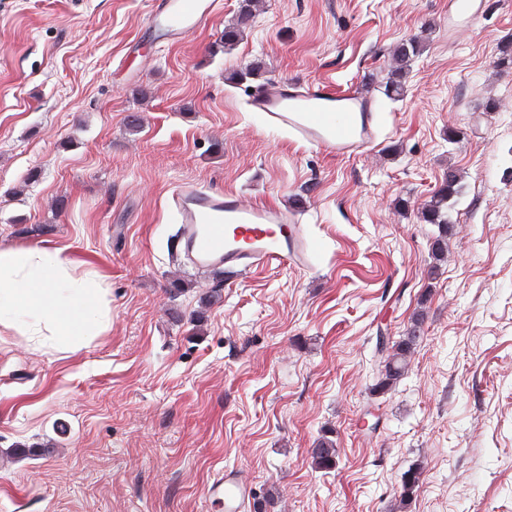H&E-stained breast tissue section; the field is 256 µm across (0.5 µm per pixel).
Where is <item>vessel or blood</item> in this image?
Listing matches in <instances>:
<instances>
[{
    "label": "vessel or blood",
    "instance_id": "b4317fda",
    "mask_svg": "<svg viewBox=\"0 0 512 512\" xmlns=\"http://www.w3.org/2000/svg\"><path fill=\"white\" fill-rule=\"evenodd\" d=\"M216 9L217 0H165L156 17L167 32L181 35L199 28ZM249 103L273 125L336 155L356 153L377 137L367 97L321 83L273 81L254 90ZM170 204L181 223L184 256L193 265L238 271L271 263L285 269L311 265L315 245L291 211L250 206L235 194L190 183L173 191ZM207 495L218 512H239L251 488L229 472L212 483Z\"/></svg>",
    "mask_w": 512,
    "mask_h": 512
}]
</instances>
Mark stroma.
<instances>
[{
    "instance_id": "1",
    "label": "stroma",
    "mask_w": 512,
    "mask_h": 512,
    "mask_svg": "<svg viewBox=\"0 0 512 512\" xmlns=\"http://www.w3.org/2000/svg\"><path fill=\"white\" fill-rule=\"evenodd\" d=\"M239 2L175 40L154 0H0V247L63 250L111 300L76 351L0 327V512H212L227 471L268 512H512V0L467 23L448 0H261L225 49ZM273 80L370 91L375 142L273 127L248 103ZM452 168L437 263L419 211ZM184 183L296 208L310 269L179 268ZM417 315L373 393L378 336ZM327 430L329 471L308 454ZM420 51L421 45L416 40L402 42L394 49L392 53V75L393 82L396 85L395 91L401 89L399 86L407 74L408 67L411 64L410 62L419 55ZM419 318L414 319L408 329L407 336L399 341L391 342L386 336H379L377 353L379 362L376 371V382L373 393L384 394L392 390L408 370L409 356L412 346L420 338ZM382 338V339H381Z\"/></svg>"
}]
</instances>
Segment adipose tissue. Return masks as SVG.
<instances>
[{
	"instance_id": "ef3b65f1",
	"label": "adipose tissue",
	"mask_w": 512,
	"mask_h": 512,
	"mask_svg": "<svg viewBox=\"0 0 512 512\" xmlns=\"http://www.w3.org/2000/svg\"><path fill=\"white\" fill-rule=\"evenodd\" d=\"M110 314L97 274H75L61 250L0 248V326L76 350L106 330Z\"/></svg>"
}]
</instances>
